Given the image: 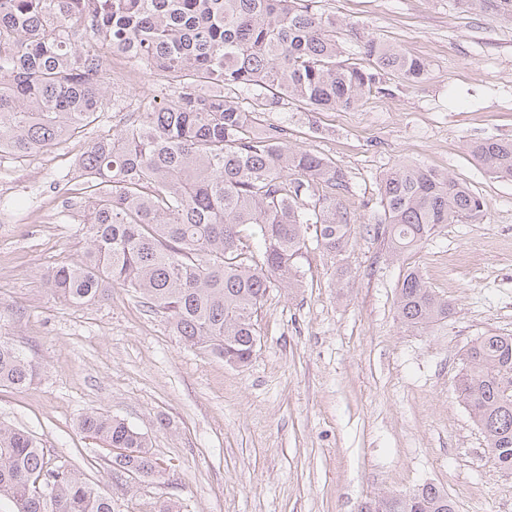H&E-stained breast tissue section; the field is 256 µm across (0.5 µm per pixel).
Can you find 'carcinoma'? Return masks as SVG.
Instances as JSON below:
<instances>
[{"label":"carcinoma","mask_w":512,"mask_h":512,"mask_svg":"<svg viewBox=\"0 0 512 512\" xmlns=\"http://www.w3.org/2000/svg\"><path fill=\"white\" fill-rule=\"evenodd\" d=\"M319 0H0V152L20 161L81 137L103 111L106 46L190 84L150 112L128 113L115 134L78 157L88 206L77 258L42 274L61 302L82 305L114 286L165 315L190 348L224 363H251L257 313L269 289L299 288L307 230L340 254L354 220L342 197L350 177L329 156L293 147L266 114L294 101L319 111L350 108L390 75L418 83L428 64ZM471 14H512V0H454ZM346 37L360 57L341 59ZM260 88L256 97L238 96ZM489 174L512 178V140L468 143ZM484 202L430 167L401 164L380 182L376 232L393 257L418 250L440 224L475 221ZM260 227L252 247L241 227ZM401 322L425 330L453 314L448 300L408 266L397 285ZM36 365L0 336V386L23 389ZM457 398L484 434L493 463L512 470V336L472 340ZM79 430L108 448L112 471L139 480L160 473L142 432L99 411ZM0 512H116L112 498L27 431L0 422ZM360 512H455L441 488L364 502Z\"/></svg>","instance_id":"obj_1"}]
</instances>
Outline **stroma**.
Masks as SVG:
<instances>
[{
    "instance_id": "1",
    "label": "stroma",
    "mask_w": 512,
    "mask_h": 512,
    "mask_svg": "<svg viewBox=\"0 0 512 512\" xmlns=\"http://www.w3.org/2000/svg\"><path fill=\"white\" fill-rule=\"evenodd\" d=\"M321 6L427 59L430 72L415 84L387 79L346 110L270 113L290 144L348 172L354 224L343 255L304 250L302 287L270 289L246 367L184 346L125 289L91 304L55 299L41 275L81 251L85 204L53 182L78 181L81 144L25 161L0 153V202L22 200L30 215L0 223V335L40 368L27 388L0 387V421L69 460L119 512H359L426 483L456 512H512V471L489 460L454 391L470 341L512 334V180L467 151L475 138L512 139V18L463 13L452 0ZM172 92L145 71L106 101L147 112ZM401 162L465 182L482 218L439 225L417 252L390 259L373 217L381 179ZM409 264L451 304L447 321L423 331L400 322L396 287ZM91 410L145 433L160 477L113 474L108 450L77 427Z\"/></svg>"
}]
</instances>
